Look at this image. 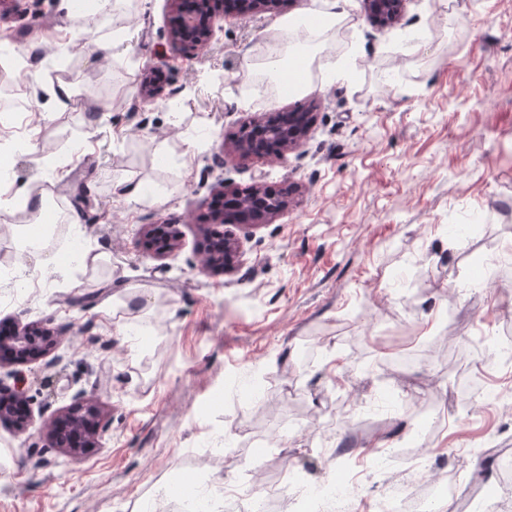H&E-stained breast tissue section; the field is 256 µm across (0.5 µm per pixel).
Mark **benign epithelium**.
I'll return each instance as SVG.
<instances>
[{
    "label": "benign epithelium",
    "instance_id": "benign-epithelium-1",
    "mask_svg": "<svg viewBox=\"0 0 512 512\" xmlns=\"http://www.w3.org/2000/svg\"><path fill=\"white\" fill-rule=\"evenodd\" d=\"M279 0H235L233 7L245 16H255L270 9ZM173 22L168 32V41L178 53H189L207 46L213 38V0H168ZM405 0H365L369 20L384 28L402 20ZM313 123V112L309 107H300L280 114L279 123L269 125L257 119L243 127L249 138L238 137L231 142V152L246 159L257 152L253 142H261L269 160H279L301 147ZM288 206V201L271 199L261 185L249 192V197L224 191V211L213 216L214 228L210 231V245L204 258V266L224 265L229 269L241 262L240 241L220 230L224 224L258 226L270 224ZM166 233L167 246L158 252L163 256L175 249L178 232L173 224H150L145 228V237ZM56 345L53 331L46 326L16 324L8 336L0 337V352L9 355L14 364H25L48 354ZM99 407L92 399L80 396L68 413L59 422L47 425L51 443L65 453L78 455L93 448L100 437Z\"/></svg>",
    "mask_w": 512,
    "mask_h": 512
}]
</instances>
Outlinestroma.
I'll use <instances>...</instances> for the list:
<instances>
[{"label": "stroma", "mask_w": 512, "mask_h": 512, "mask_svg": "<svg viewBox=\"0 0 512 512\" xmlns=\"http://www.w3.org/2000/svg\"><path fill=\"white\" fill-rule=\"evenodd\" d=\"M89 2L0 10L12 39L0 145L16 148L0 197L41 189L58 216L37 254L17 231L33 209L0 222V320L48 324L59 341L0 367L30 412L26 431L0 423V512H195L228 482L280 491L292 469L344 476L341 447L363 475L352 512H379L388 482L428 475L465 497L435 498L433 512L512 507V476L483 467L512 449V414L458 398L477 378L512 403V372L485 345L512 336V0H407L384 30L363 0L227 9L185 56L169 45L166 0H111L90 26ZM299 15L334 18L304 62V91L282 92L278 77L260 87L256 59L269 38L304 41L290 27ZM311 100L297 152L224 154L250 118ZM120 179L142 186L138 202L118 201ZM259 181L289 186L287 208L233 228L240 265L202 269L213 193ZM162 223L180 240L160 257L142 232ZM469 224L475 235L451 231ZM76 235L98 265L71 260ZM80 391L105 432L70 456L43 424ZM376 453L392 463L367 473Z\"/></svg>", "instance_id": "stroma-1"}]
</instances>
